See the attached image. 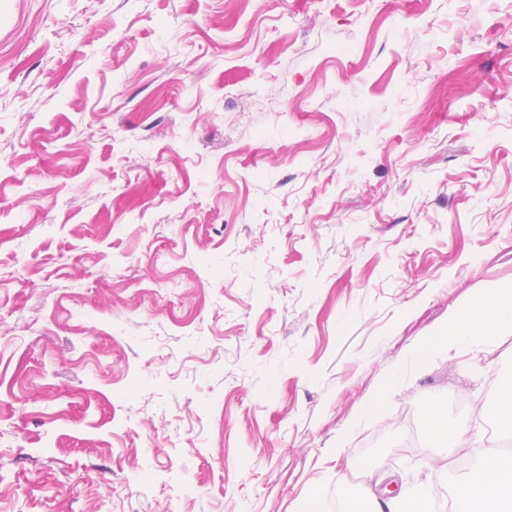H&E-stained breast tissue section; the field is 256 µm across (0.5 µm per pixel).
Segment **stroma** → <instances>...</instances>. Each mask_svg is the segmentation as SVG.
Masks as SVG:
<instances>
[{"instance_id": "stroma-1", "label": "stroma", "mask_w": 512, "mask_h": 512, "mask_svg": "<svg viewBox=\"0 0 512 512\" xmlns=\"http://www.w3.org/2000/svg\"><path fill=\"white\" fill-rule=\"evenodd\" d=\"M508 279L512 0H0V512L445 484L512 335L427 349ZM423 419L426 425V434L430 443L441 446L448 437V444L451 449L464 446V430L452 427L443 418L442 411L432 406L423 412Z\"/></svg>"}]
</instances>
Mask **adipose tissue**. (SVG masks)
Instances as JSON below:
<instances>
[{"instance_id":"1","label":"adipose tissue","mask_w":512,"mask_h":512,"mask_svg":"<svg viewBox=\"0 0 512 512\" xmlns=\"http://www.w3.org/2000/svg\"><path fill=\"white\" fill-rule=\"evenodd\" d=\"M512 331V282L487 288L453 313L441 329V340L455 345L475 336L495 341ZM451 512H512V455L491 449L464 472L451 497Z\"/></svg>"}]
</instances>
